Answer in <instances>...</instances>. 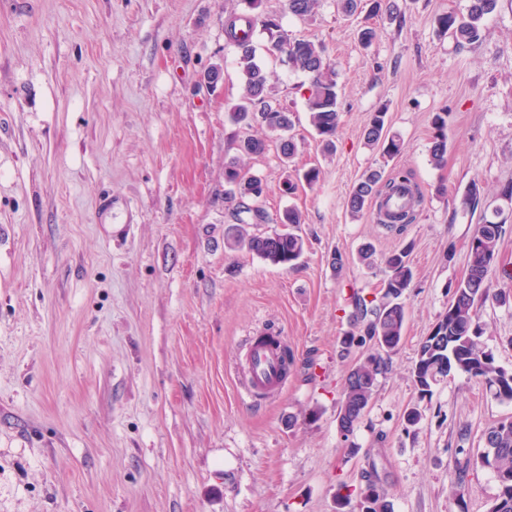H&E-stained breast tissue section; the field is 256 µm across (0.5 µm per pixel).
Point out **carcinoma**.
<instances>
[{"instance_id":"1","label":"carcinoma","mask_w":512,"mask_h":512,"mask_svg":"<svg viewBox=\"0 0 512 512\" xmlns=\"http://www.w3.org/2000/svg\"><path fill=\"white\" fill-rule=\"evenodd\" d=\"M250 12L232 14L224 24L228 43L238 50V69L243 91L239 103L233 107L236 122L256 125L263 131L276 132L278 149L284 160L291 159L297 144L291 134V113L279 100L277 87L256 57L251 31L259 27L268 35L267 51L294 70L311 76L307 98L310 125L320 137L324 149L335 148L334 138L339 121L338 83L336 70L327 61L324 46L305 39H292L279 21L257 12L261 0H245ZM320 0H288V11L298 18H307L319 7ZM499 0H469L467 12L454 11L438 16L437 24L457 44H474L482 37V22L493 13ZM431 158L443 161L447 151L448 113L436 115ZM367 144L377 148L382 158L392 159L403 149L401 138L386 129V109L374 113L365 129ZM239 150L247 156H259L267 149V138L249 136L240 141ZM225 179L232 189L227 199L234 203L232 225L227 245L234 250H245L276 265L294 266L303 256L305 241L292 231L302 223V215L288 209L280 223L288 230L274 234L257 233L251 227L267 223L268 216L262 207L265 185L258 177H246L235 162L225 170ZM412 186V175L407 171L382 169L366 171L353 187L348 197V208L354 215L370 208L372 203L389 197L395 188ZM504 234V224L488 217L475 226L469 242L466 275L456 283L448 311L434 326L418 348L417 361L412 371L413 382L423 394L431 392L436 382L455 372H463L478 379L490 396L512 404V371L496 364L480 341L478 304L493 299L499 303L512 300V294L494 288L498 243ZM410 246L396 250L384 258L386 279L384 292L379 300H354L353 326L358 334L347 333L344 349L354 344L373 342L371 352L349 370L341 403L336 413L339 432L344 438L354 434L367 412L377 390L378 378L387 369L388 357L399 346L406 321L404 305L400 298L409 288L413 271L409 263ZM484 450L478 456L480 463L492 469L499 484V492L489 512H512V416L500 420L483 433Z\"/></svg>"}]
</instances>
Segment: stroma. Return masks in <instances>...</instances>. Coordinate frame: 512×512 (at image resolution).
<instances>
[{"mask_svg": "<svg viewBox=\"0 0 512 512\" xmlns=\"http://www.w3.org/2000/svg\"><path fill=\"white\" fill-rule=\"evenodd\" d=\"M395 15L344 16L336 0L298 19L262 0L289 36L322 43L338 73L336 150L309 123L306 74L253 46L298 151L246 157L234 123L238 52L224 23L242 0H0V512H336L347 485L374 483L393 512H489L499 487L478 456L512 404L463 373L428 396L414 386L420 343L467 271L472 232L502 207L498 265L512 272V0L458 45L437 17L468 0H398ZM378 36L363 46L358 32ZM224 77L203 82L213 65ZM404 145L383 160L374 112ZM448 152L431 160L436 113ZM265 185L268 223L302 215L296 266L224 242L233 205L224 168ZM318 181L282 191L293 171ZM410 171L423 201L403 235L352 215L366 169ZM477 184L480 204L455 202ZM373 266L358 260L362 245ZM410 246L403 338L351 441L336 411L359 350L351 297L379 298L385 256ZM343 265L333 268V254ZM482 341L512 370V303L480 309ZM287 337L294 364L273 400L253 404L237 369L254 336ZM418 407L421 421L404 416ZM465 483L463 501L450 495Z\"/></svg>", "mask_w": 512, "mask_h": 512, "instance_id": "stroma-1", "label": "stroma"}]
</instances>
